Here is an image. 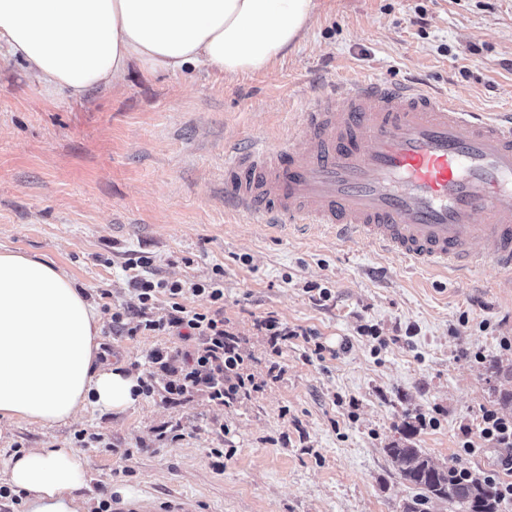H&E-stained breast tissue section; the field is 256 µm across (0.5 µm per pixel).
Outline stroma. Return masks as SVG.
<instances>
[{
  "mask_svg": "<svg viewBox=\"0 0 512 512\" xmlns=\"http://www.w3.org/2000/svg\"><path fill=\"white\" fill-rule=\"evenodd\" d=\"M357 78H426L466 107L512 112V0H321L299 48L265 71L229 79L135 65L125 84L80 98L0 51V249L63 270L111 310L137 306L127 266L140 255L169 280L206 281L223 267L224 326L262 384L227 406L158 391L61 425L1 421L0 472L19 450L76 447L84 430L102 440L84 449L82 494L112 512H403L415 490L386 454L393 444L478 476L496 467L495 449L465 457L460 444L484 410L512 417L500 401L512 392V350L500 346L512 337V276L488 264L460 280L361 241L224 211L225 143L295 140L322 87ZM270 316L316 335L283 347L274 381L257 327ZM109 321L101 314L98 362L143 378L165 380L151 350L178 368L192 347Z\"/></svg>",
  "mask_w": 512,
  "mask_h": 512,
  "instance_id": "35a3bbf8",
  "label": "stroma"
}]
</instances>
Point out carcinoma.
Masks as SVG:
<instances>
[{
    "label": "carcinoma",
    "mask_w": 512,
    "mask_h": 512,
    "mask_svg": "<svg viewBox=\"0 0 512 512\" xmlns=\"http://www.w3.org/2000/svg\"><path fill=\"white\" fill-rule=\"evenodd\" d=\"M386 452L400 476L418 490L405 504L404 512H427L434 502L448 504L452 512H501L496 487L484 479L473 474L463 479L454 466H437L421 449L409 444H393Z\"/></svg>",
    "instance_id": "obj_1"
}]
</instances>
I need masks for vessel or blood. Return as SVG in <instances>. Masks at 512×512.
Here are the masks:
<instances>
[{"label": "vessel or blood", "mask_w": 512, "mask_h": 512, "mask_svg": "<svg viewBox=\"0 0 512 512\" xmlns=\"http://www.w3.org/2000/svg\"><path fill=\"white\" fill-rule=\"evenodd\" d=\"M302 149L226 146L224 207L269 228L359 238L429 270L512 273V113L428 83L356 80L302 115Z\"/></svg>", "instance_id": "vessel-or-blood-1"}]
</instances>
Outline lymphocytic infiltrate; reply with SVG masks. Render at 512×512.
Wrapping results in <instances>:
<instances>
[{
  "mask_svg": "<svg viewBox=\"0 0 512 512\" xmlns=\"http://www.w3.org/2000/svg\"><path fill=\"white\" fill-rule=\"evenodd\" d=\"M153 260L140 256L136 273L129 279L138 305L129 312L112 314V327L129 335L154 333L166 335L185 333L197 338L199 345L187 355L186 367L174 379L157 385L154 379L140 382L138 394L149 396L164 389L170 400L177 401L193 393H204L215 404L227 406L239 396L258 390L253 375L248 374L245 360L239 351L237 338L224 327V270L215 268L213 277L204 283L170 281L155 277L151 272ZM204 295L209 308L188 307L189 298ZM165 297L163 313H155L158 297ZM499 448L502 457L498 468L489 470L487 480L497 484L503 500L512 502V418L497 410H485L479 423L477 440L464 441L465 454L476 451L477 444Z\"/></svg>",
  "mask_w": 512,
  "mask_h": 512,
  "instance_id": "obj_1",
  "label": "lymphocytic infiltrate"
}]
</instances>
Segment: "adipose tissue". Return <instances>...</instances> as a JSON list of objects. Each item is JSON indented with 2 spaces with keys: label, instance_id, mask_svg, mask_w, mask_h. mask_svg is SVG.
I'll return each mask as SVG.
<instances>
[{
  "label": "adipose tissue",
  "instance_id": "1",
  "mask_svg": "<svg viewBox=\"0 0 512 512\" xmlns=\"http://www.w3.org/2000/svg\"><path fill=\"white\" fill-rule=\"evenodd\" d=\"M319 0H0V46L52 89L82 97L131 63L228 78L267 69L306 38ZM99 315L61 270L0 251V418L65 424L137 400V374L97 362ZM75 448L16 455L6 483L26 512H92Z\"/></svg>",
  "mask_w": 512,
  "mask_h": 512
}]
</instances>
